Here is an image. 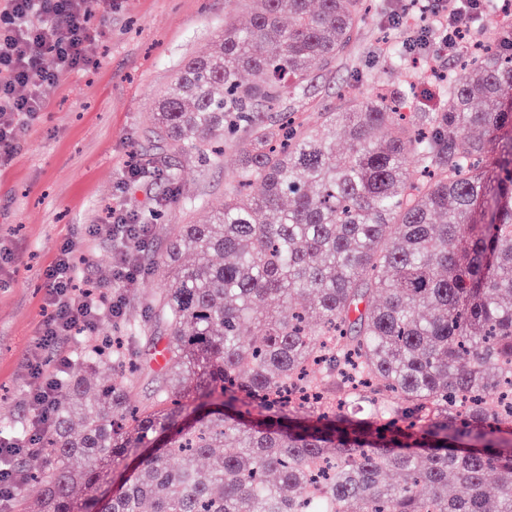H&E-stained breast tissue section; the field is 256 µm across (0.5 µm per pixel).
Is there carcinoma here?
Listing matches in <instances>:
<instances>
[{"label": "carcinoma", "instance_id": "carcinoma-1", "mask_svg": "<svg viewBox=\"0 0 512 512\" xmlns=\"http://www.w3.org/2000/svg\"><path fill=\"white\" fill-rule=\"evenodd\" d=\"M248 2L152 112L190 157L247 138L212 222L170 232L161 376L138 404L131 374L66 377L14 512H512V24L441 111L356 94L312 128L285 102L336 67L361 0Z\"/></svg>", "mask_w": 512, "mask_h": 512}]
</instances>
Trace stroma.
Wrapping results in <instances>:
<instances>
[{"label": "stroma", "instance_id": "35a3bbf8", "mask_svg": "<svg viewBox=\"0 0 512 512\" xmlns=\"http://www.w3.org/2000/svg\"><path fill=\"white\" fill-rule=\"evenodd\" d=\"M403 6V0H363L365 21L349 51L332 71L315 72L306 94L291 100L300 120L320 126L325 108L340 107L357 89L373 94L412 85L421 91L418 111L443 106L434 93L436 77L456 70L458 59L393 60L405 36L393 17ZM249 12L247 0H112L111 13L91 18L105 35L89 44L87 66L59 75L45 112L0 165V421L24 426L31 417L28 364L40 355L45 270L73 238L80 242L78 287L109 284L112 247L89 229L107 223L120 204L141 215L163 212L139 254L141 274L120 286L124 315L98 330L126 337L129 354L143 366L132 398H148L153 359L165 343L149 295L164 284L160 257L170 230L209 222L233 183L239 154L234 147L215 162L169 157L157 145L151 112L183 61L210 49L225 18L242 26ZM146 150L153 152L159 175L131 176V154Z\"/></svg>", "mask_w": 512, "mask_h": 512}]
</instances>
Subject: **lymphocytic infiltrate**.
Listing matches in <instances>:
<instances>
[{"label":"lymphocytic infiltrate","mask_w":512,"mask_h":512,"mask_svg":"<svg viewBox=\"0 0 512 512\" xmlns=\"http://www.w3.org/2000/svg\"><path fill=\"white\" fill-rule=\"evenodd\" d=\"M421 23L413 27L404 45L426 56L456 54L461 40L474 30L477 13L485 0H411ZM95 0H8L0 14V160L9 159L17 148L27 121L44 111L48 96L61 73L75 71L87 62L86 48L97 35L90 22ZM53 67H45V57ZM95 235L115 241L112 281L116 286L137 277L142 267L139 252L149 227L137 224L123 206H116L111 220L92 228ZM77 247L66 242L44 274L49 313L37 345L50 350L71 336L96 335L103 320L121 318L125 301L120 292L78 290L75 255ZM73 362L71 355L57 357L51 367L30 364L36 380L27 398L34 412L27 445L0 443V507L13 500L20 484L15 462L49 432L51 412L61 388V379Z\"/></svg>","instance_id":"obj_1"}]
</instances>
